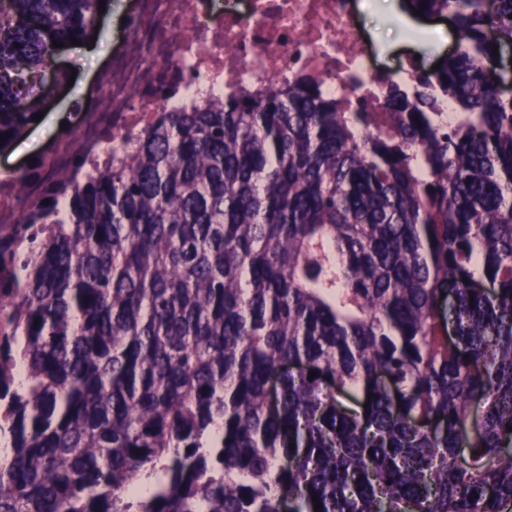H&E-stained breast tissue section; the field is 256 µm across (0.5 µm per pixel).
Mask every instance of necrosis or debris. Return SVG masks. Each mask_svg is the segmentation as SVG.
<instances>
[{
  "instance_id": "obj_1",
  "label": "necrosis or debris",
  "mask_w": 512,
  "mask_h": 512,
  "mask_svg": "<svg viewBox=\"0 0 512 512\" xmlns=\"http://www.w3.org/2000/svg\"><path fill=\"white\" fill-rule=\"evenodd\" d=\"M131 2L112 46V79L94 82L74 103L66 132L35 161L0 174V225L42 223L47 194L66 199L71 186L90 179V167L140 135L155 113L204 104L207 83L220 95L245 96L308 76L347 112L382 111L396 85L410 98L424 97L444 122L457 117L438 85H420L416 61L378 66L356 19L358 0H235L224 9L215 0Z\"/></svg>"
}]
</instances>
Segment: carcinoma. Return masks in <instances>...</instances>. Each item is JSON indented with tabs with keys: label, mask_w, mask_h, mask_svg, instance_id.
<instances>
[{
	"label": "carcinoma",
	"mask_w": 512,
	"mask_h": 512,
	"mask_svg": "<svg viewBox=\"0 0 512 512\" xmlns=\"http://www.w3.org/2000/svg\"><path fill=\"white\" fill-rule=\"evenodd\" d=\"M413 2L455 125L301 77L157 113L15 225L0 512H512V0ZM100 18L0 0V148Z\"/></svg>",
	"instance_id": "carcinoma-1"
}]
</instances>
